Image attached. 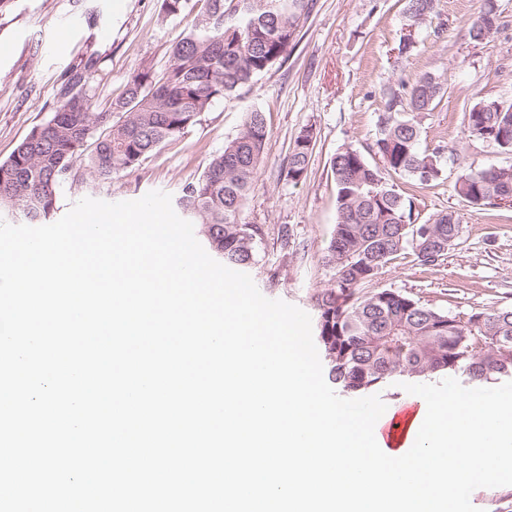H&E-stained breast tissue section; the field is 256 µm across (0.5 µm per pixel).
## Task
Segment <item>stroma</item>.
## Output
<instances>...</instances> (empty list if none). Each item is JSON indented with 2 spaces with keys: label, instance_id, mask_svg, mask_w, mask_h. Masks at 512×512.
<instances>
[{
  "label": "stroma",
  "instance_id": "35a3bbf8",
  "mask_svg": "<svg viewBox=\"0 0 512 512\" xmlns=\"http://www.w3.org/2000/svg\"><path fill=\"white\" fill-rule=\"evenodd\" d=\"M499 3L504 24L490 43L479 44L468 35L479 0H438V16L416 28L405 0H313L287 55L217 101L180 138L108 180L74 163L73 178L59 188V210L67 212L85 197L118 202L152 190L179 197L235 137L245 113L259 109L267 139L245 217L264 236L261 260L250 275L265 297L311 311V295L329 280L322 257L337 220L331 159L346 146L367 151L388 88L433 73L442 76L444 94L421 116L419 148H440V176L427 185L403 175L390 182L413 200L420 219L458 212L460 238L437 265L399 259L369 287L397 290L448 312L510 308L512 210L473 208L455 190L468 168L512 166V152L469 137L464 122L480 99L512 104V0ZM160 5L125 0L123 10L110 15L102 0H13L0 18V162L51 116L64 76L88 57L98 60L92 82L97 112L122 97L134 72L161 77L173 47L197 22L201 4L188 0L171 17ZM407 33L418 45L398 66L391 50ZM308 126L316 141L306 178L294 184L285 177L288 156Z\"/></svg>",
  "mask_w": 512,
  "mask_h": 512
}]
</instances>
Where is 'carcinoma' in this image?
Here are the masks:
<instances>
[{"label":"carcinoma","instance_id":"cac0c4a2","mask_svg":"<svg viewBox=\"0 0 512 512\" xmlns=\"http://www.w3.org/2000/svg\"><path fill=\"white\" fill-rule=\"evenodd\" d=\"M201 19L173 48L172 64L159 79L132 74L125 96L109 112H95L89 82L97 71L90 57L67 75L50 118L33 127L13 154L0 162V215L24 224L54 220L58 191L81 160L107 180L181 137L212 104L246 85L285 57L312 0H202ZM437 0H406L415 24L436 13ZM493 0H481L470 38L488 43L489 23L500 22ZM417 42L406 35L393 48L394 63L407 59ZM443 83L426 73L401 84L378 116L369 151L372 164L346 147L331 163L337 222L323 257L327 287L313 296L314 343L326 380L361 397L401 378H431L461 372L478 383L512 377V308L445 312L392 289L364 285L401 256L421 266L443 259L448 230L462 224L452 211L423 222L386 176L407 175L428 184L439 176L440 149L418 148V116L433 109ZM119 114L112 120V114ZM469 136L512 151V105L484 98L465 113ZM263 112L245 114L237 135L224 144L199 178L182 188L177 204L215 258L244 271L259 263L263 230L244 221L247 200L264 153ZM316 136L300 131L290 151L286 177L306 178ZM472 207L500 206L512 198V167L473 169L455 184Z\"/></svg>","mask_w":512,"mask_h":512}]
</instances>
